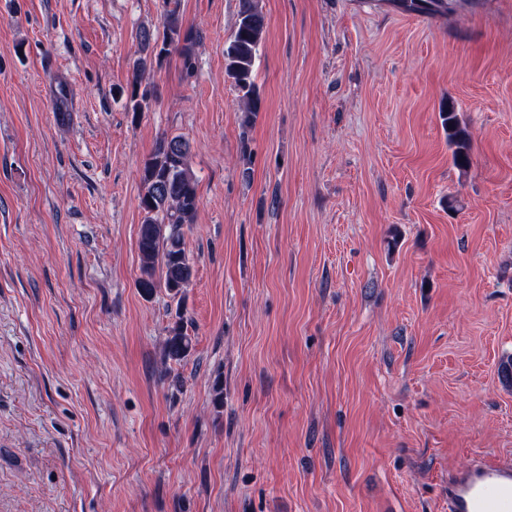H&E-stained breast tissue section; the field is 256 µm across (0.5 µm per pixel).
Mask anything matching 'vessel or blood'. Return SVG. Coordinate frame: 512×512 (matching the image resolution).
Segmentation results:
<instances>
[{"label":"vessel or blood","instance_id":"obj_1","mask_svg":"<svg viewBox=\"0 0 512 512\" xmlns=\"http://www.w3.org/2000/svg\"><path fill=\"white\" fill-rule=\"evenodd\" d=\"M448 512H512V457L481 455L449 472Z\"/></svg>","mask_w":512,"mask_h":512}]
</instances>
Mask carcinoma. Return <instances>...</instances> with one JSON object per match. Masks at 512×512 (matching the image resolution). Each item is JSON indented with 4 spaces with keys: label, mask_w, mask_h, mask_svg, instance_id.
Wrapping results in <instances>:
<instances>
[{
    "label": "carcinoma",
    "mask_w": 512,
    "mask_h": 512,
    "mask_svg": "<svg viewBox=\"0 0 512 512\" xmlns=\"http://www.w3.org/2000/svg\"><path fill=\"white\" fill-rule=\"evenodd\" d=\"M464 6L462 0H398L407 13L452 14ZM267 28L266 16L256 0H239L234 33L224 47L225 73L241 93L244 110L242 126L248 127L260 107V93L255 82V66ZM142 55L134 62L133 78L126 91L129 110L143 111L148 90L141 88L144 76L160 66L173 46L180 47L183 66L194 71V46L198 32L186 29L175 8L166 11L163 32L142 28L136 35ZM72 91L67 81L59 79L53 92L54 112L60 122L69 119ZM441 125L452 148L453 163L460 169L469 166L470 136L461 126L450 105L439 112ZM190 144L181 136H163L143 162L139 208L143 221L138 231L140 276L136 287L145 298L164 287L172 298L181 299L194 277V267L186 252V229L194 223L200 204L198 182L189 168ZM166 360L180 363L193 351V337L182 316H177L164 341Z\"/></svg>",
    "instance_id": "obj_1"
}]
</instances>
